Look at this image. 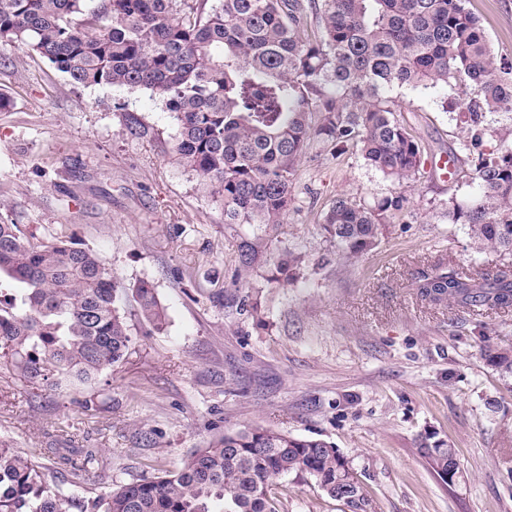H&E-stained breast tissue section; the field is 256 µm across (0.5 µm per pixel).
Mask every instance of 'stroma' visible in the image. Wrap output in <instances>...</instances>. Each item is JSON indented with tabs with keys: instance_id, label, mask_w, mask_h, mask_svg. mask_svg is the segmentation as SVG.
<instances>
[{
	"instance_id": "1",
	"label": "stroma",
	"mask_w": 512,
	"mask_h": 512,
	"mask_svg": "<svg viewBox=\"0 0 512 512\" xmlns=\"http://www.w3.org/2000/svg\"><path fill=\"white\" fill-rule=\"evenodd\" d=\"M512 72V0H465ZM0 222L37 240L70 235L121 286L153 283L164 331L121 308L131 352L105 371L103 395L34 391L0 377V437L51 472L95 452L76 495L178 469L220 434L259 425L332 442L377 512H512V378L488 365L512 348V309L473 311L421 300L419 269L489 270L512 255L480 254L444 214L478 191L462 151L455 83L393 92L425 167L395 183L352 149L310 143L283 224H228L222 203L175 160L178 121L151 91L72 84L43 59L0 43ZM144 127L131 135V124ZM455 160L443 180L433 157ZM402 197L379 243L337 255L322 222L338 194ZM250 252L242 266L241 252ZM497 401L488 410V401ZM457 449L461 475L444 484L420 456L422 439ZM279 512H347L293 474Z\"/></svg>"
}]
</instances>
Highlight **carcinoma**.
Returning a JSON list of instances; mask_svg holds the SVG:
<instances>
[{
    "label": "carcinoma",
    "mask_w": 512,
    "mask_h": 512,
    "mask_svg": "<svg viewBox=\"0 0 512 512\" xmlns=\"http://www.w3.org/2000/svg\"><path fill=\"white\" fill-rule=\"evenodd\" d=\"M0 0V42L17 44L73 83L147 89L173 112L172 153L224 204V223H283L311 138L356 149L403 183L423 165L417 137L395 115L399 88L455 80L473 96L460 116L463 149L482 144L486 112H512V79L463 0ZM319 29L307 30V12ZM478 197L451 198L448 222L476 250L512 254V144L478 153ZM399 201L340 194L323 218L336 252L374 249ZM425 301L512 307V271L435 268L416 273ZM123 290L96 253L60 234L34 241L0 223V376L57 388L91 386L129 354ZM138 315L157 331L167 314L155 287H132ZM512 377V350H487ZM439 478L454 448L420 443ZM90 454L71 466L77 485ZM311 479L348 512H375L358 473L322 439L246 425L195 449L176 471L113 485L91 501L0 440V512H278L285 475Z\"/></svg>",
    "instance_id": "1"
}]
</instances>
